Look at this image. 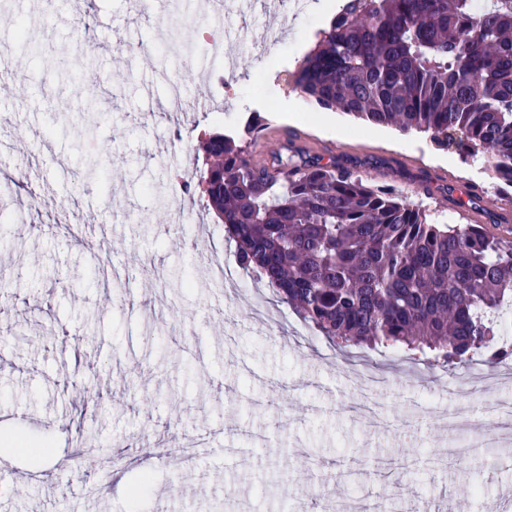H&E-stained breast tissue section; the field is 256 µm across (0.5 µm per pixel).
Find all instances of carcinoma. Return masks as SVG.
<instances>
[{
    "label": "carcinoma",
    "mask_w": 512,
    "mask_h": 512,
    "mask_svg": "<svg viewBox=\"0 0 512 512\" xmlns=\"http://www.w3.org/2000/svg\"><path fill=\"white\" fill-rule=\"evenodd\" d=\"M322 110L428 133L466 160L484 153L512 193V0H344L297 69ZM197 184L239 264L317 332L453 368L498 344L512 308V241L477 224L442 225L393 187L334 164L247 159L222 133L202 141Z\"/></svg>",
    "instance_id": "1"
}]
</instances>
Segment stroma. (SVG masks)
<instances>
[{
  "mask_svg": "<svg viewBox=\"0 0 512 512\" xmlns=\"http://www.w3.org/2000/svg\"><path fill=\"white\" fill-rule=\"evenodd\" d=\"M322 0H9L0 9V85L10 107L0 145L25 133L0 180V512H296L310 488L348 492L354 473L374 492L429 512L430 487L467 512L497 502L512 471L488 477L462 461L432 466L448 449H481L472 433L448 436L444 413L486 391L470 366L464 389L436 368L409 381L411 362L373 353L394 379L377 399L394 428L368 433L350 405L360 352L344 356L321 337L306 342L255 320L263 300L292 310L241 268L235 246L200 198L202 134L240 140L252 164L278 153L321 158L390 185L437 222L477 216L492 234L503 203L485 155L461 160L428 134L369 128L340 111L289 123L301 59L323 23ZM31 22L38 53L19 51L13 19ZM149 50L129 55L127 46ZM180 82L186 106L168 92ZM264 136H243L252 113ZM97 225L101 249L69 230ZM222 256L230 277L211 272ZM25 441L27 452L16 449ZM400 448L406 484L382 464ZM151 484L137 491L141 472ZM53 472L55 485L41 482Z\"/></svg>",
  "mask_w": 512,
  "mask_h": 512,
  "instance_id": "obj_1",
  "label": "stroma"
}]
</instances>
